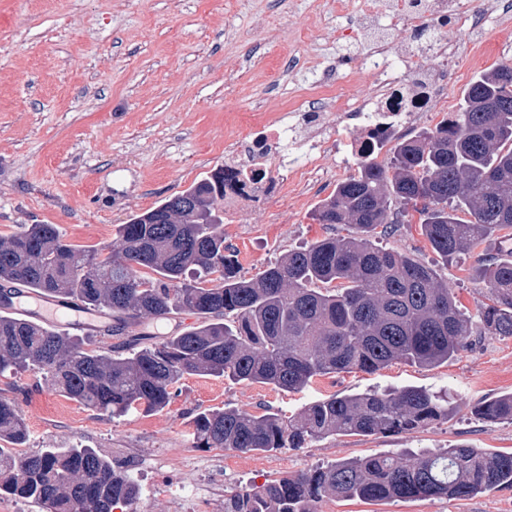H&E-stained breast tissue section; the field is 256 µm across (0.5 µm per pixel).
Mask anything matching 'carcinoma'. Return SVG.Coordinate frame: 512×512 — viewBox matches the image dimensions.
<instances>
[{
    "label": "carcinoma",
    "instance_id": "obj_1",
    "mask_svg": "<svg viewBox=\"0 0 512 512\" xmlns=\"http://www.w3.org/2000/svg\"><path fill=\"white\" fill-rule=\"evenodd\" d=\"M224 168L117 226V244L82 258L54 224H24L0 236V289L18 286L113 317L100 337L132 333L146 318H200L173 336L122 354L32 319L0 315V375L37 370L64 397L121 417L167 407L188 376L299 391L336 372L375 373L396 362L432 367L488 333L512 338V259L477 255L487 294L463 312L437 270L384 247L378 235L419 215L444 260L476 255L512 230V65L476 78L458 109L432 129L397 140L385 161L357 164L314 211L320 224L355 232L288 251L257 274L238 275L224 244ZM451 395L418 387L316 400L291 417L205 411L191 422L199 448L242 453L303 448L336 435L417 432L448 419ZM482 422L512 424V393L471 408ZM28 439L15 403L0 399V494L48 512H113L137 495L134 480L88 447L44 448L20 457ZM512 488V454L451 445L336 460L227 494L228 512H316L326 498L458 500Z\"/></svg>",
    "mask_w": 512,
    "mask_h": 512
}]
</instances>
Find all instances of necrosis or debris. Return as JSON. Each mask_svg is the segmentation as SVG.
I'll list each match as a JSON object with an SVG mask.
<instances>
[{"label": "necrosis or debris", "instance_id": "necrosis-or-debris-1", "mask_svg": "<svg viewBox=\"0 0 512 512\" xmlns=\"http://www.w3.org/2000/svg\"><path fill=\"white\" fill-rule=\"evenodd\" d=\"M458 11L457 0H435L429 6L420 0H392L387 38L375 41L362 59L363 68L381 75L374 88L355 101L341 96L328 100V112L335 113V120H328L326 114L306 115L300 123L264 117L247 134L230 140L224 147L225 218L297 189L299 174L312 167L316 155L329 143L331 122L350 123L357 129V138L342 140L346 159L356 161L432 116L446 95L448 76L435 72L430 62L453 56V45L440 31L444 17ZM427 28L438 32L431 48L405 46V38H416ZM276 158L282 162V171L273 177L268 168ZM210 460L209 479L186 485L169 480L166 458L152 459L149 467L159 477V487L169 497L173 512H224V498L216 489L224 484L227 462L220 451Z\"/></svg>", "mask_w": 512, "mask_h": 512}]
</instances>
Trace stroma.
Returning a JSON list of instances; mask_svg holds the SVG:
<instances>
[{
  "instance_id": "stroma-1",
  "label": "stroma",
  "mask_w": 512,
  "mask_h": 512,
  "mask_svg": "<svg viewBox=\"0 0 512 512\" xmlns=\"http://www.w3.org/2000/svg\"><path fill=\"white\" fill-rule=\"evenodd\" d=\"M481 33L449 18L456 47L450 113L469 84L512 61V13L479 0ZM360 0H0V234L23 224H54L76 251L111 254L129 216L156 206L224 163V142L262 113L318 112L327 77L355 100L378 83L361 69L368 47L342 38ZM337 166L328 147L296 191L271 198L225 224L224 238L241 275H255L281 255L347 225L317 223L312 213L338 182L355 174ZM387 247L435 264L464 311L483 299L471 257L447 263L417 221L385 237ZM449 391L454 411L415 433L336 435L300 449L234 452L230 486L263 484L317 464L411 449L467 443L512 452V424L474 420V403L512 392V338L476 337L436 367L397 362L375 372L315 378L299 392L212 376L184 379L164 410L111 417L59 394L45 373L0 376V398L15 402L29 439L25 455L44 448L87 446L104 455L132 448L144 459L165 453L179 481L200 472L181 457L207 459L191 419L231 407L292 416L306 404L373 389ZM318 512H512V488L462 500H395L370 504L330 498Z\"/></svg>"
}]
</instances>
